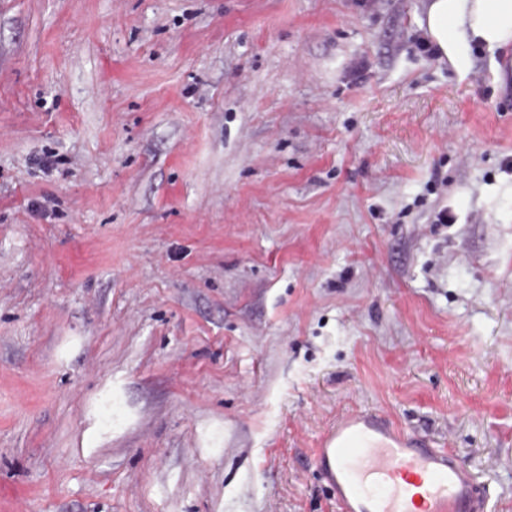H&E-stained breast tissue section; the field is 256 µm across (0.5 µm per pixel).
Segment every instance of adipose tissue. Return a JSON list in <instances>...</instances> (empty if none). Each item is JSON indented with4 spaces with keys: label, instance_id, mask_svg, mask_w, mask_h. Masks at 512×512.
I'll use <instances>...</instances> for the list:
<instances>
[{
    "label": "adipose tissue",
    "instance_id": "adipose-tissue-1",
    "mask_svg": "<svg viewBox=\"0 0 512 512\" xmlns=\"http://www.w3.org/2000/svg\"><path fill=\"white\" fill-rule=\"evenodd\" d=\"M422 26L441 59L465 74L473 46H512V0H427Z\"/></svg>",
    "mask_w": 512,
    "mask_h": 512
}]
</instances>
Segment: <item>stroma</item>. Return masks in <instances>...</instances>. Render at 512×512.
Instances as JSON below:
<instances>
[{"mask_svg": "<svg viewBox=\"0 0 512 512\" xmlns=\"http://www.w3.org/2000/svg\"><path fill=\"white\" fill-rule=\"evenodd\" d=\"M423 10L0 0V512H336L369 407L512 512V47Z\"/></svg>", "mask_w": 512, "mask_h": 512, "instance_id": "stroma-1", "label": "stroma"}]
</instances>
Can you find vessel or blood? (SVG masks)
<instances>
[{
	"label": "vessel or blood",
	"instance_id": "obj_1",
	"mask_svg": "<svg viewBox=\"0 0 512 512\" xmlns=\"http://www.w3.org/2000/svg\"><path fill=\"white\" fill-rule=\"evenodd\" d=\"M313 462L337 512H488L485 486L457 453L380 409L339 418Z\"/></svg>",
	"mask_w": 512,
	"mask_h": 512
}]
</instances>
